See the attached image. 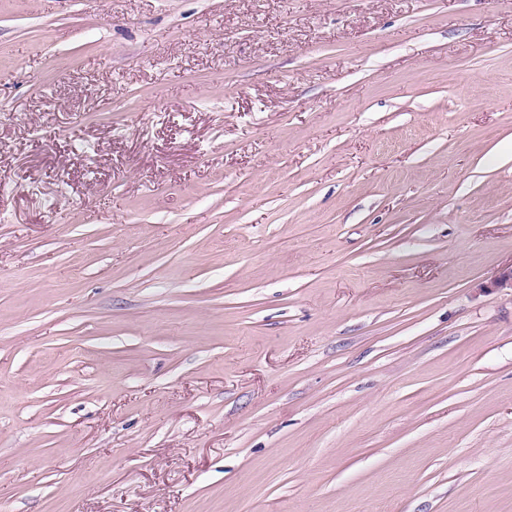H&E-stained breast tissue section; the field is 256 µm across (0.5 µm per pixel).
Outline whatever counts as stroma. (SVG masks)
<instances>
[{
	"label": "stroma",
	"mask_w": 512,
	"mask_h": 512,
	"mask_svg": "<svg viewBox=\"0 0 512 512\" xmlns=\"http://www.w3.org/2000/svg\"><path fill=\"white\" fill-rule=\"evenodd\" d=\"M512 0H0V512H512Z\"/></svg>",
	"instance_id": "1"
}]
</instances>
